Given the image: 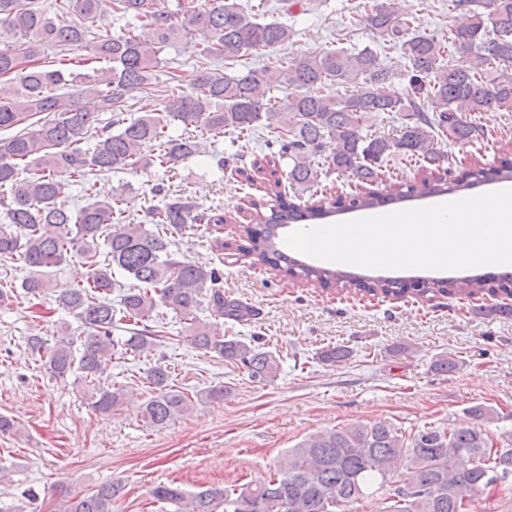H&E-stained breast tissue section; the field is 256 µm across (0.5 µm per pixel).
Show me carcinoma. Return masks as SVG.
Returning a JSON list of instances; mask_svg holds the SVG:
<instances>
[{
  "mask_svg": "<svg viewBox=\"0 0 512 512\" xmlns=\"http://www.w3.org/2000/svg\"><path fill=\"white\" fill-rule=\"evenodd\" d=\"M448 9L463 12L466 21L439 40L412 28L390 6V0L372 4L363 23L382 42L401 40L409 91L404 96L386 87L390 71L378 52L327 48L280 63L276 75L268 69L248 68L237 74L212 69L198 71L192 90L168 99L163 107L143 115L123 117L132 93L150 85L160 54L181 37L200 38L204 60L232 65L243 57L288 42V26L262 22L239 0H55L48 9L41 0H0V80L10 85L0 97V132L22 130L0 138V261L17 258L29 267L21 288L34 298L51 293L57 305L75 315L83 330L63 329L54 344L47 338H27L28 348L40 356L52 376L74 377L87 393L94 411L111 415L125 402L130 385L102 382L108 362L120 353L150 354L160 344L164 323L153 317L159 307L170 310L186 324L188 341L242 369L254 382L277 376L279 363L260 345L226 339L217 320L240 322L251 310L224 297L216 287L219 276L203 263L178 260L168 232L207 221L224 223V216L209 218L177 196L151 206L152 227L125 223L126 199L94 198V177L112 172H136L155 165L175 168L199 153L200 142L187 135L173 138L168 125L203 122L215 134L229 132L247 138L269 112L273 83L289 89L281 105L285 138L281 151L291 161L288 187L302 193L319 187L318 166L325 137L336 139L329 168L357 181L376 185L351 196L320 198L297 203L279 182L270 186L272 204L253 205L242 233L248 253L285 277L328 289H356L373 297L412 292L432 300L438 296L471 297L490 289L512 296V273L495 280L476 274L462 279L431 278L413 283L382 278L357 281L334 267L305 266L280 249L279 230L309 223L340 211L372 210L396 201L445 195L512 178V162L497 167L480 164L452 179L443 168L449 153L439 144H473L484 136L482 123L471 113L512 108V0H450ZM127 20V31L117 36L91 38L92 28L105 14ZM76 15L80 24L72 23ZM138 23L153 28V40L134 34ZM48 49L87 52L91 62L107 68L66 72L41 65ZM328 84L358 85L350 94H322ZM92 104L87 109L73 96ZM108 113L100 122L99 113ZM398 116L399 133L367 137V121L380 115ZM118 130H113V127ZM95 140L93 149L84 140ZM159 143L154 156L142 154L145 145ZM403 155L419 167L444 170V175L419 180L401 179L387 188L388 158ZM80 187L86 203L74 211L58 205L70 186ZM86 266L85 281L60 285L49 277L73 258ZM136 281L119 306L112 305V270ZM208 300H203L205 288ZM207 306L214 321L199 318ZM124 327L119 340L112 330ZM151 396L143 403L141 421L162 428L188 412L192 396L172 382L167 366L149 368ZM476 424L470 427H426L406 436L384 423L356 424L317 432L286 451L269 476L231 489L207 487L188 491L172 482L158 484L153 498L170 506L168 512H355V506L374 484L384 491V512H471L475 499L492 489L511 492L512 442L499 443L483 428L492 409L476 405L469 410ZM407 462V475L394 479L395 466ZM124 492L106 483L70 500L66 512H112Z\"/></svg>",
  "mask_w": 512,
  "mask_h": 512,
  "instance_id": "cac0c4a2",
  "label": "carcinoma"
}]
</instances>
